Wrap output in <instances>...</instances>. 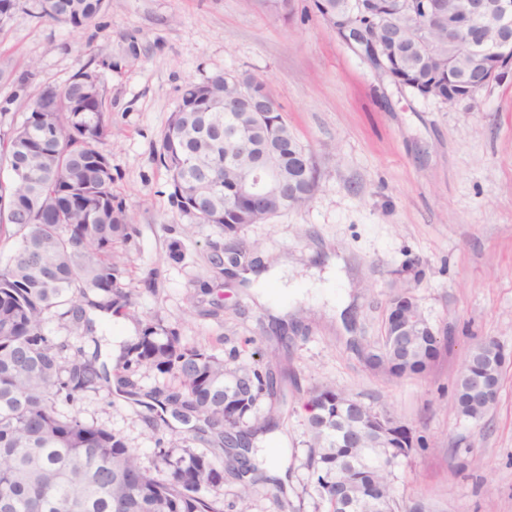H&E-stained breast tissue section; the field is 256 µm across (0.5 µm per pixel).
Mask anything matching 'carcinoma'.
Instances as JSON below:
<instances>
[{"label": "carcinoma", "mask_w": 512, "mask_h": 512, "mask_svg": "<svg viewBox=\"0 0 512 512\" xmlns=\"http://www.w3.org/2000/svg\"><path fill=\"white\" fill-rule=\"evenodd\" d=\"M419 0H314L316 13L338 36L339 20L368 16L375 43L388 61L384 77L408 84L420 94L448 102L461 92L467 64L448 52V24L416 18ZM112 0H39L40 14L78 31L111 7ZM224 98V109L211 101ZM105 91L98 75L79 70L63 86L47 85L28 104L24 120L0 133V243H11L0 263V512H224V503L204 495L224 485V473L255 471L239 449L264 425L242 426L259 399L273 390V373L260 363L241 361L238 348L220 358L183 341L174 328L135 320L136 335L120 348V384L134 388L144 372L169 375L174 384L151 391L162 409L183 418L203 417L219 440V451L159 447L151 474L124 436L87 423L78 413L62 415L56 401H75L107 376L99 363L100 343L87 309L118 312L131 306L120 287L114 249L136 234L125 202L113 192L112 163L100 144L112 136L104 119ZM243 123L251 136L232 148L224 132ZM272 137L279 152L271 157L283 172L281 198L263 209L240 203L243 180L254 146ZM309 150L280 113L266 82L250 74L223 73L188 83L162 132L157 161L168 173L171 200L182 211L226 233L302 207L320 187L315 159L301 166ZM7 177H1V173ZM219 184L199 190L204 179ZM64 323L82 345L72 355L68 341L45 333L52 320ZM439 341L422 336L410 355L408 374L419 375L438 354ZM494 339L480 343L460 367L454 398L458 413L479 420L485 409L473 406L463 388L472 359L496 356ZM396 351L382 341L372 355L384 376L403 368ZM247 373V396L224 410V375ZM347 391L322 383L309 391L317 410L308 416L304 466L314 483L317 512H347L336 498V483L350 482L355 512H414L393 489L394 469L410 459L420 440L393 414L360 400L341 406ZM366 415L365 433L395 434V448L364 453L339 448L344 416Z\"/></svg>", "instance_id": "cac0c4a2"}]
</instances>
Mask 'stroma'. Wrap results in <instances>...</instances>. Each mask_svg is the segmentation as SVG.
Instances as JSON below:
<instances>
[{
    "label": "stroma",
    "instance_id": "stroma-1",
    "mask_svg": "<svg viewBox=\"0 0 512 512\" xmlns=\"http://www.w3.org/2000/svg\"><path fill=\"white\" fill-rule=\"evenodd\" d=\"M0 25V125L22 121L45 85L61 86L98 65L112 135L102 144L114 190L139 234L119 246V283L136 319L161 321L216 355L230 348L269 364L276 384L252 423L253 464L268 449L287 456L289 496L253 485L252 512H314L303 462L309 390L331 382L395 414L425 446L395 470L393 487L428 512H512V75L476 102L450 106L399 92L355 56L319 19L313 0H292L277 16L263 0H112L103 17L73 32L36 15L26 0ZM109 67H100V60ZM224 72L263 78L321 171L303 207L224 234L171 202L166 171L153 160L187 81ZM181 259L169 256L171 243ZM335 243L357 274L328 279L307 255ZM242 264L303 256L291 290L269 306L237 284L227 251ZM410 285L441 344L425 374L385 378L377 352L396 287ZM135 319L97 320L102 358L114 365ZM496 339L508 362L498 400L482 421L453 406L462 361ZM164 376L138 378L134 395L100 381L76 405L88 422L124 435L146 467L156 439L180 442L187 427L168 418L151 430L150 391Z\"/></svg>",
    "mask_w": 512,
    "mask_h": 512
}]
</instances>
